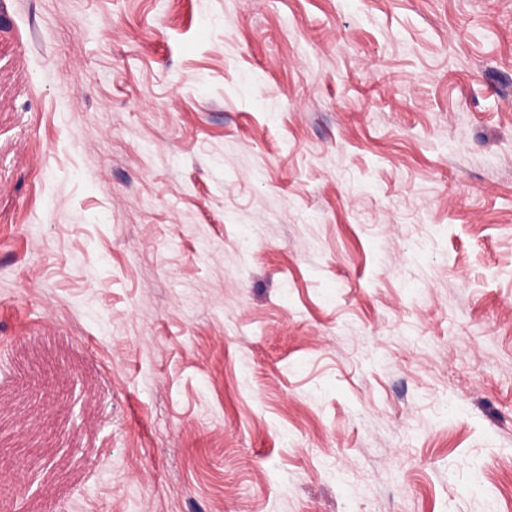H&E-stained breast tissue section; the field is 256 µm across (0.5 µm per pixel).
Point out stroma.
Returning a JSON list of instances; mask_svg holds the SVG:
<instances>
[{
	"label": "stroma",
	"instance_id": "stroma-1",
	"mask_svg": "<svg viewBox=\"0 0 512 512\" xmlns=\"http://www.w3.org/2000/svg\"><path fill=\"white\" fill-rule=\"evenodd\" d=\"M0 512H512V0H0Z\"/></svg>",
	"mask_w": 512,
	"mask_h": 512
}]
</instances>
